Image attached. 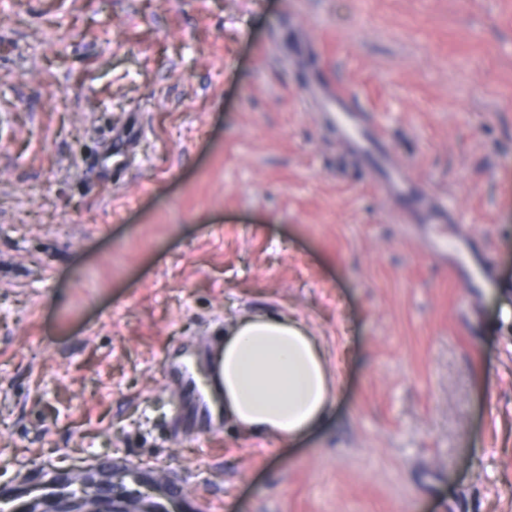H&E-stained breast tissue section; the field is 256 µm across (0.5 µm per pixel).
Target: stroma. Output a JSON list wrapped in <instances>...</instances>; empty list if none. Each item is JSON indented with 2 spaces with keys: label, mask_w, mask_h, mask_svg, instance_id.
<instances>
[{
  "label": "stroma",
  "mask_w": 512,
  "mask_h": 512,
  "mask_svg": "<svg viewBox=\"0 0 512 512\" xmlns=\"http://www.w3.org/2000/svg\"><path fill=\"white\" fill-rule=\"evenodd\" d=\"M321 75L470 228L478 287L301 97ZM506 305L512 0H0L1 488L112 457L221 512H512ZM267 309L326 351L324 427L175 429L163 359Z\"/></svg>",
  "instance_id": "1"
}]
</instances>
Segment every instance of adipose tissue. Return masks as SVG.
Wrapping results in <instances>:
<instances>
[{
	"mask_svg": "<svg viewBox=\"0 0 512 512\" xmlns=\"http://www.w3.org/2000/svg\"><path fill=\"white\" fill-rule=\"evenodd\" d=\"M336 380L326 355L302 322L253 312L224 330V416L250 435L295 441L328 419Z\"/></svg>",
	"mask_w": 512,
	"mask_h": 512,
	"instance_id": "obj_1",
	"label": "adipose tissue"
}]
</instances>
